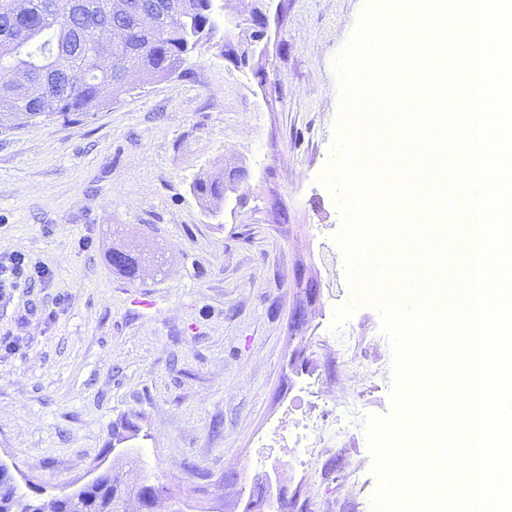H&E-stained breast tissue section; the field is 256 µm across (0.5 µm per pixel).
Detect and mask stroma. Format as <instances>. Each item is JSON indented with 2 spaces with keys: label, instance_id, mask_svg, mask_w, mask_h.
Listing matches in <instances>:
<instances>
[{
  "label": "stroma",
  "instance_id": "stroma-1",
  "mask_svg": "<svg viewBox=\"0 0 512 512\" xmlns=\"http://www.w3.org/2000/svg\"><path fill=\"white\" fill-rule=\"evenodd\" d=\"M367 2L274 0L255 69L224 53L228 17L253 2L226 0L185 74L132 82L76 121L0 127V252L51 269L0 288V461L29 498L134 457L139 480L167 484L191 512H244L258 441L304 382L340 388L352 371L328 341L337 308H352L357 360H374L380 316L353 301L342 215L322 180L339 141L335 60ZM219 174L215 217L193 185ZM125 248L143 253L142 278L109 267ZM306 281L318 289L309 304ZM393 386L363 388L352 447L293 477L296 512H373L366 426L391 415ZM128 423L138 434L115 452Z\"/></svg>",
  "mask_w": 512,
  "mask_h": 512
}]
</instances>
